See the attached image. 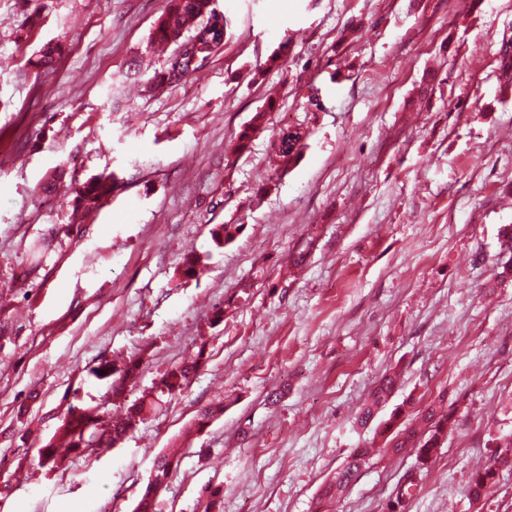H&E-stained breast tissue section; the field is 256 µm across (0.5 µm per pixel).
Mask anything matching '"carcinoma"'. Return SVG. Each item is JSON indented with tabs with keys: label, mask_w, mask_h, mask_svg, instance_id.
<instances>
[{
	"label": "carcinoma",
	"mask_w": 512,
	"mask_h": 512,
	"mask_svg": "<svg viewBox=\"0 0 512 512\" xmlns=\"http://www.w3.org/2000/svg\"><path fill=\"white\" fill-rule=\"evenodd\" d=\"M215 4L216 0H167L166 9L159 17L152 33V41L160 45H177L188 34L207 33L210 18L217 11ZM60 54L59 46L48 43L40 50L37 64L42 68H52ZM198 68L199 64L192 62V57L185 54L179 57L172 53L164 60L161 68L155 71L153 84L161 86L176 83ZM263 116L264 113H257L252 123L240 131L236 144L240 152H245L249 147L253 135L259 129L258 122ZM112 186L111 174L88 179L73 199V208L85 212L98 209L103 200L112 193ZM237 231L238 226L235 224H220L212 231L213 241L222 247L233 240ZM139 366L138 358L129 359L121 370L114 368L112 361L103 360L93 369V375L99 380L107 381L112 396L117 397L123 394L127 380ZM200 367L201 358L197 357L166 369L155 382L152 392L133 401L126 409V416L121 420L105 424L94 412L71 410L61 419L54 437L40 448L42 463L61 468L72 454L96 446L113 447L123 439L128 430L143 421L147 413L161 405L163 400L181 395ZM396 388V375L383 373L375 381L360 409L358 424L365 426L372 422L391 400ZM446 399L447 396L441 394L430 405L415 414L410 410L412 402L405 401L394 408L388 419L380 421L377 425L380 433L389 435V448L393 454L415 453L420 471L429 469L435 463L448 435L456 428L454 403H448V409L445 410L443 404ZM495 447L497 451L489 460V464L471 476L468 492L470 500L475 504L486 497L494 485L497 469L512 468V435L496 439ZM367 457L366 449H353L333 480L322 489L319 501L332 502L345 494L365 466ZM177 466L178 461L172 456L162 455L155 459L153 472L140 494L134 512H157L158 495Z\"/></svg>",
	"instance_id": "obj_1"
}]
</instances>
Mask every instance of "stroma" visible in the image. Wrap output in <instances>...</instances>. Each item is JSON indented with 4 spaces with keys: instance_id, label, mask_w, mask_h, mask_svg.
I'll return each instance as SVG.
<instances>
[{
    "instance_id": "obj_1",
    "label": "stroma",
    "mask_w": 512,
    "mask_h": 512,
    "mask_svg": "<svg viewBox=\"0 0 512 512\" xmlns=\"http://www.w3.org/2000/svg\"><path fill=\"white\" fill-rule=\"evenodd\" d=\"M37 6L44 22L28 27ZM165 6L0 0V512H133L173 448L161 512H204L208 487L221 512H312L350 449L382 445L355 419L392 369V404L444 390L458 420L402 512H512V470L480 504L467 492L493 439L512 434V286L493 282L512 264L499 66L512 0H217L223 49L156 91L152 69L125 72ZM57 38L55 69L36 67ZM291 127L306 139L286 163ZM103 172L117 176L111 195L72 215L67 199ZM218 224L242 227L221 249ZM44 239L42 269L19 283ZM191 255L197 279L183 273ZM198 353L190 387L121 443L40 466L69 407L119 416L90 373L100 359L140 357L133 400ZM217 398L223 414L198 427ZM414 465L375 454L331 512H387Z\"/></svg>"
}]
</instances>
